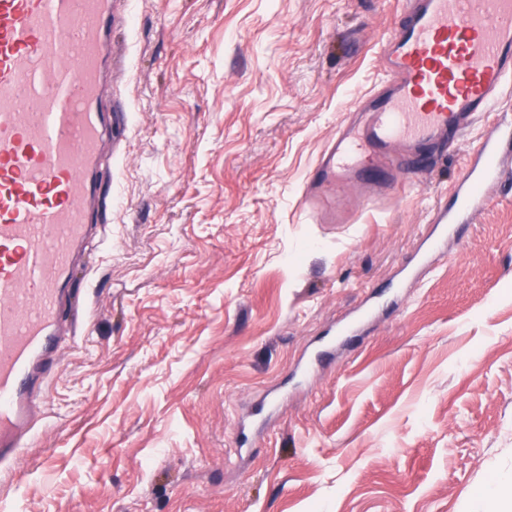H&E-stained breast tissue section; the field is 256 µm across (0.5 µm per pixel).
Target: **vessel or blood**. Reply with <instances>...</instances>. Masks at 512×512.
Segmentation results:
<instances>
[{
    "instance_id": "vessel-or-blood-1",
    "label": "vessel or blood",
    "mask_w": 512,
    "mask_h": 512,
    "mask_svg": "<svg viewBox=\"0 0 512 512\" xmlns=\"http://www.w3.org/2000/svg\"><path fill=\"white\" fill-rule=\"evenodd\" d=\"M113 0H0V466L14 465L65 338L75 256L97 230L102 147L112 114ZM387 78L336 130L308 177L312 199L336 183L395 185L474 122L483 140L425 257L473 223L512 158V0H403L382 43Z\"/></svg>"
}]
</instances>
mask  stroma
<instances>
[{
	"label": "stroma",
	"instance_id": "1",
	"mask_svg": "<svg viewBox=\"0 0 512 512\" xmlns=\"http://www.w3.org/2000/svg\"><path fill=\"white\" fill-rule=\"evenodd\" d=\"M400 0H115L111 229L0 512H484L512 497V162L421 270L483 124L304 185ZM373 313L351 334L343 325Z\"/></svg>",
	"mask_w": 512,
	"mask_h": 512
}]
</instances>
